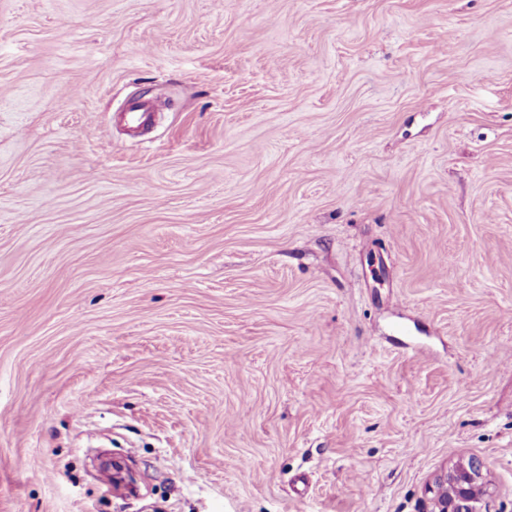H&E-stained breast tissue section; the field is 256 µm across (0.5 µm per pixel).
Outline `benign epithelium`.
<instances>
[{
  "mask_svg": "<svg viewBox=\"0 0 512 512\" xmlns=\"http://www.w3.org/2000/svg\"><path fill=\"white\" fill-rule=\"evenodd\" d=\"M112 481L135 484L130 468L121 459H112ZM430 492L435 504L432 512H481L478 504L486 495V487L479 464L468 461L452 466L436 480Z\"/></svg>",
  "mask_w": 512,
  "mask_h": 512,
  "instance_id": "obj_1",
  "label": "benign epithelium"
}]
</instances>
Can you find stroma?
<instances>
[{"instance_id":"35a3bbf8","label":"stroma","mask_w":512,"mask_h":512,"mask_svg":"<svg viewBox=\"0 0 512 512\" xmlns=\"http://www.w3.org/2000/svg\"><path fill=\"white\" fill-rule=\"evenodd\" d=\"M463 459L512 512V0H0V512H430Z\"/></svg>"}]
</instances>
